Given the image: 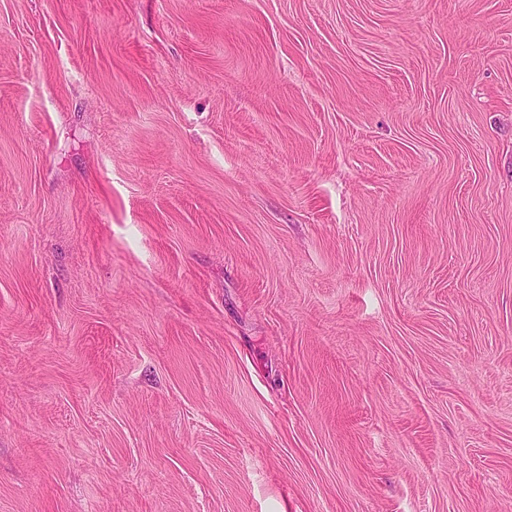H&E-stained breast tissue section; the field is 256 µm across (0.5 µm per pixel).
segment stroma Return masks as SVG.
<instances>
[{"mask_svg": "<svg viewBox=\"0 0 512 512\" xmlns=\"http://www.w3.org/2000/svg\"><path fill=\"white\" fill-rule=\"evenodd\" d=\"M0 512H512V0H0Z\"/></svg>", "mask_w": 512, "mask_h": 512, "instance_id": "1", "label": "stroma"}]
</instances>
